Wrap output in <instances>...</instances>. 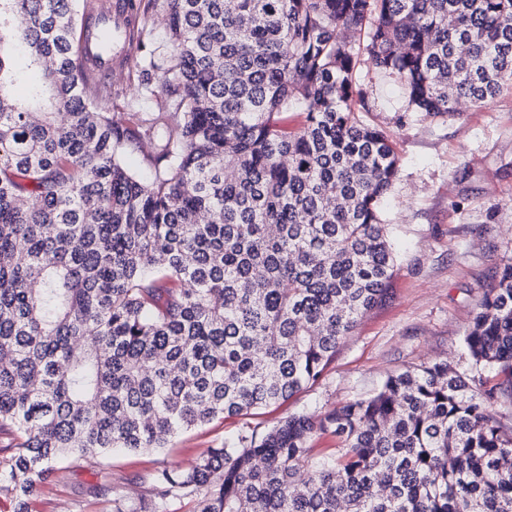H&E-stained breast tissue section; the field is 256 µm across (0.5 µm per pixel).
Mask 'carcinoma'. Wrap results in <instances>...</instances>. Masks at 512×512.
<instances>
[{
  "label": "carcinoma",
  "mask_w": 512,
  "mask_h": 512,
  "mask_svg": "<svg viewBox=\"0 0 512 512\" xmlns=\"http://www.w3.org/2000/svg\"><path fill=\"white\" fill-rule=\"evenodd\" d=\"M78 0H0V496L32 512L70 459L170 450L179 432L315 383L383 297L379 212L398 170L360 120L366 66L439 116L512 88V0H124L154 96L75 64ZM26 18V26L14 20ZM162 73V91L152 82ZM288 111L301 117L288 130ZM162 137L150 176L123 157ZM41 288H30L33 280ZM464 344L367 399L161 463L112 512H512V257ZM339 440L313 454L316 435Z\"/></svg>",
  "instance_id": "1"
}]
</instances>
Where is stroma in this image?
Masks as SVG:
<instances>
[{
    "mask_svg": "<svg viewBox=\"0 0 512 512\" xmlns=\"http://www.w3.org/2000/svg\"><path fill=\"white\" fill-rule=\"evenodd\" d=\"M373 87L363 120L394 143L399 167L381 205L395 266L381 302L340 344L317 382L255 415L217 419L177 436L170 456L117 453L107 465L81 460L46 487L36 512H110L101 476L143 493L152 470L192 463L205 449L290 415L319 413L372 395L405 367L445 359L472 374L464 337L505 256L512 254V90L444 116L409 110L392 79L360 69Z\"/></svg>",
    "mask_w": 512,
    "mask_h": 512,
    "instance_id": "obj_1",
    "label": "stroma"
}]
</instances>
